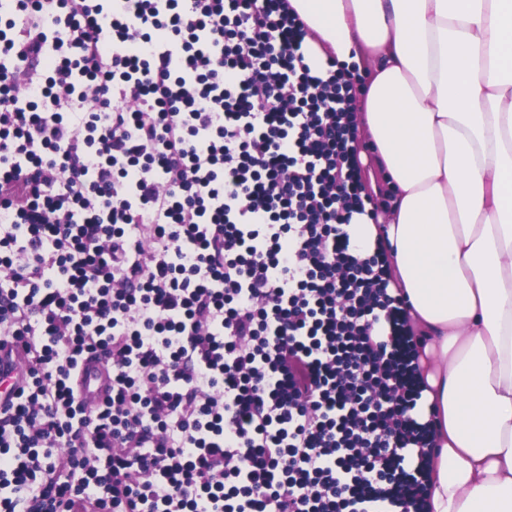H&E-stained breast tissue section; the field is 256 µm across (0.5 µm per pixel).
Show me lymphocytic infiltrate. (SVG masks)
Segmentation results:
<instances>
[{
  "label": "lymphocytic infiltrate",
  "mask_w": 512,
  "mask_h": 512,
  "mask_svg": "<svg viewBox=\"0 0 512 512\" xmlns=\"http://www.w3.org/2000/svg\"><path fill=\"white\" fill-rule=\"evenodd\" d=\"M306 35L287 0L0 15V512H426L405 302L347 231L354 73ZM76 393L94 411L103 404L112 388V370L107 362L85 357L75 376Z\"/></svg>",
  "instance_id": "obj_1"
}]
</instances>
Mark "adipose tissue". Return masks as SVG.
Masks as SVG:
<instances>
[{"label":"adipose tissue","mask_w":512,"mask_h":512,"mask_svg":"<svg viewBox=\"0 0 512 512\" xmlns=\"http://www.w3.org/2000/svg\"><path fill=\"white\" fill-rule=\"evenodd\" d=\"M307 60L366 66L359 129L435 420L429 512H512V0H288Z\"/></svg>","instance_id":"ef3b65f1"}]
</instances>
